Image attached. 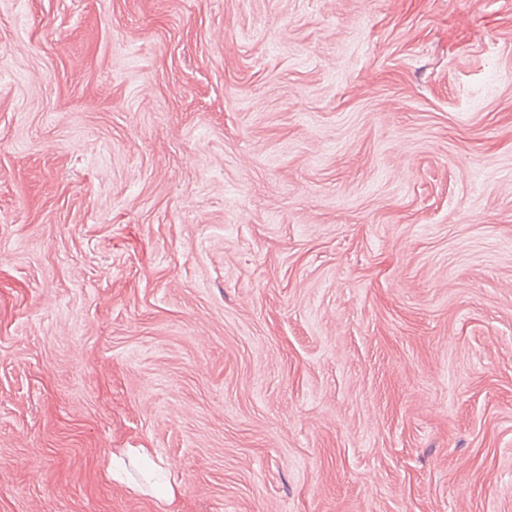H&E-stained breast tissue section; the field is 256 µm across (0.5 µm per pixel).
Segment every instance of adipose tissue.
<instances>
[{"label": "adipose tissue", "instance_id": "ef3b65f1", "mask_svg": "<svg viewBox=\"0 0 512 512\" xmlns=\"http://www.w3.org/2000/svg\"><path fill=\"white\" fill-rule=\"evenodd\" d=\"M108 477L127 485L132 493L156 499L161 512H177L183 494L180 479L167 477L150 448H121L105 460Z\"/></svg>", "mask_w": 512, "mask_h": 512}]
</instances>
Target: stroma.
<instances>
[{
	"mask_svg": "<svg viewBox=\"0 0 512 512\" xmlns=\"http://www.w3.org/2000/svg\"><path fill=\"white\" fill-rule=\"evenodd\" d=\"M512 512V0H0V512ZM156 459L151 448H120L104 461V470L112 481L126 484L132 493L155 498L162 512H178L177 505L183 494L181 480L166 475ZM129 465L138 469L141 479L130 475ZM157 476H162L163 481H153Z\"/></svg>",
	"mask_w": 512,
	"mask_h": 512,
	"instance_id": "obj_1",
	"label": "stroma"
}]
</instances>
